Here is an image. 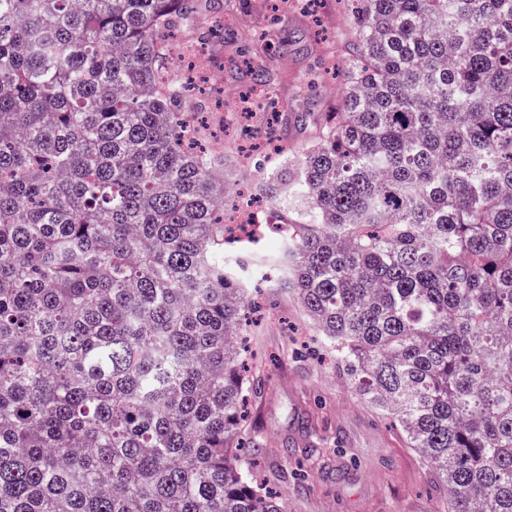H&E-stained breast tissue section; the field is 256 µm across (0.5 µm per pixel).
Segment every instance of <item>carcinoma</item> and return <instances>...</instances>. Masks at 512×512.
Listing matches in <instances>:
<instances>
[{
	"label": "carcinoma",
	"instance_id": "1",
	"mask_svg": "<svg viewBox=\"0 0 512 512\" xmlns=\"http://www.w3.org/2000/svg\"><path fill=\"white\" fill-rule=\"evenodd\" d=\"M210 3L0 0V512H285L239 453L254 300L173 77ZM345 3L342 105L254 187L307 204L268 260L439 512H512V0Z\"/></svg>",
	"mask_w": 512,
	"mask_h": 512
}]
</instances>
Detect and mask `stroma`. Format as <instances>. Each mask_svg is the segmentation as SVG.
Instances as JSON below:
<instances>
[{
    "label": "stroma",
    "instance_id": "stroma-1",
    "mask_svg": "<svg viewBox=\"0 0 512 512\" xmlns=\"http://www.w3.org/2000/svg\"><path fill=\"white\" fill-rule=\"evenodd\" d=\"M208 19L217 35L208 44L217 79L208 101L224 109V91L246 92L240 75L256 38L270 44L266 63L276 74L252 118L263 128L283 113V146L246 156L243 142L224 143L229 188L251 186L263 174L296 160L329 115L342 87L334 78L346 61L342 35L352 28L341 0H212ZM267 280L246 279L260 302L247 338L261 380L249 427L261 443L252 454L287 512H437L441 495L423 459L379 411L347 388L342 371L322 360L325 346L297 300Z\"/></svg>",
    "mask_w": 512,
    "mask_h": 512
}]
</instances>
